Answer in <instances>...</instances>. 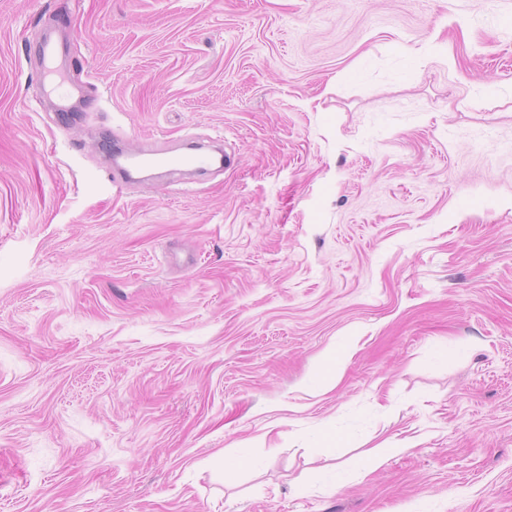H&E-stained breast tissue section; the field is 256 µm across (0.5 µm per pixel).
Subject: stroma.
Listing matches in <instances>:
<instances>
[{
    "mask_svg": "<svg viewBox=\"0 0 512 512\" xmlns=\"http://www.w3.org/2000/svg\"><path fill=\"white\" fill-rule=\"evenodd\" d=\"M509 12L0 0V512H512ZM116 145L122 149V154L126 158L128 164L135 168L141 167L149 162L164 164L169 167H193L199 170H206L211 166V159L206 154L193 156H183L178 154L168 155L166 153H148L138 147L131 148L129 145L125 147V149L118 144ZM410 443L390 445L384 441L379 446L366 451L357 461V467L364 473L376 471L382 467L392 455L399 454L408 448Z\"/></svg>",
    "mask_w": 512,
    "mask_h": 512,
    "instance_id": "35a3bbf8",
    "label": "stroma"
}]
</instances>
